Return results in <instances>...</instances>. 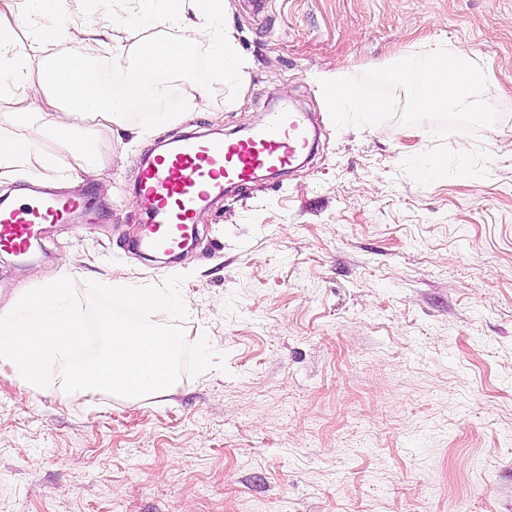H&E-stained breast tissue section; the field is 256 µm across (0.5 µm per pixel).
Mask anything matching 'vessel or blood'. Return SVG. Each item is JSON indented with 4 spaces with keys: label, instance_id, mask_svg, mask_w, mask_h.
I'll return each instance as SVG.
<instances>
[{
    "label": "vessel or blood",
    "instance_id": "obj_1",
    "mask_svg": "<svg viewBox=\"0 0 512 512\" xmlns=\"http://www.w3.org/2000/svg\"><path fill=\"white\" fill-rule=\"evenodd\" d=\"M311 138L308 115L288 108L268 113L242 138L178 140L140 170L138 193L149 221L139 247L177 252L204 203L223 197L226 187L248 184L257 171L290 167ZM83 208L80 199L53 195L0 208V249L25 254L36 241L40 225L70 223Z\"/></svg>",
    "mask_w": 512,
    "mask_h": 512
}]
</instances>
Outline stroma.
Wrapping results in <instances>:
<instances>
[{
  "mask_svg": "<svg viewBox=\"0 0 512 512\" xmlns=\"http://www.w3.org/2000/svg\"><path fill=\"white\" fill-rule=\"evenodd\" d=\"M224 23L244 78L193 66L143 89L124 129L68 114L96 176L72 181L53 139L55 171L0 176L10 201L45 184L90 207L42 225L34 258L0 251V316L55 279L84 301L92 282L180 275L185 340L207 336L226 368L134 402L0 375V512H512V0H226ZM438 44L489 71L500 117L446 139L484 149L486 176L421 185L402 162L433 122L336 129L317 78ZM282 101L320 125L308 163L225 192L175 262L130 252L139 159L240 135Z\"/></svg>",
  "mask_w": 512,
  "mask_h": 512,
  "instance_id": "35a3bbf8",
  "label": "stroma"
}]
</instances>
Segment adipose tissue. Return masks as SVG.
<instances>
[{
	"instance_id": "obj_1",
	"label": "adipose tissue",
	"mask_w": 512,
	"mask_h": 512,
	"mask_svg": "<svg viewBox=\"0 0 512 512\" xmlns=\"http://www.w3.org/2000/svg\"><path fill=\"white\" fill-rule=\"evenodd\" d=\"M112 8V29L120 31L129 23L151 28L158 20L178 28L172 41H148L129 49L120 38L112 40L114 58L123 60L125 90L104 94L91 64L99 56L103 42L88 23L69 19L65 0H26L28 12L38 21V29L26 47L17 44L19 18L15 0H0V73L7 82L0 84L14 122L25 127L24 135L0 139V171L54 169L55 160L39 144L51 138L65 143L70 152L71 177L92 175L94 147L59 119L63 108L92 113L97 125L124 126L129 112L137 105L135 92L150 86L155 95H164L169 80L187 72L197 56H204L215 77L232 73L243 75L247 66L235 39L224 31L220 0H99ZM78 41L83 45L80 58L58 52L46 59L48 46Z\"/></svg>"
}]
</instances>
